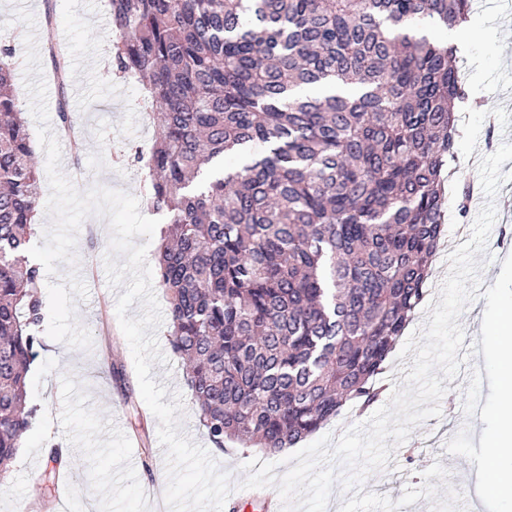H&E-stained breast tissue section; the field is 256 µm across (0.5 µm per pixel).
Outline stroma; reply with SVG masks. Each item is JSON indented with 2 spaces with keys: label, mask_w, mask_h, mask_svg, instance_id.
Wrapping results in <instances>:
<instances>
[{
  "label": "stroma",
  "mask_w": 512,
  "mask_h": 512,
  "mask_svg": "<svg viewBox=\"0 0 512 512\" xmlns=\"http://www.w3.org/2000/svg\"><path fill=\"white\" fill-rule=\"evenodd\" d=\"M35 18V36H42L45 15H53L58 39L69 56L70 84L59 91L48 55H41L47 87L49 126L58 130L59 109H66L82 131L79 150L61 141L60 170L70 175L81 166L86 178L79 190L113 182L121 191L141 196L144 170L134 160L136 146H150L154 123L139 107L138 82L116 80L110 57L100 54L106 43L111 18L107 0H0V46L12 47L16 69L13 83L18 104L27 115L30 136L38 125L29 114L25 87V26L16 20L19 10ZM477 22L460 29L459 59L465 68L468 101L461 109L463 137L454 146L457 174L462 181L479 184L469 163L492 154L495 146L512 143V0H481ZM494 203L497 219L491 229L498 242L488 248L489 260L480 273L482 287L494 284L503 260L512 255V242L500 233L512 230V188L501 186ZM111 230L107 218L88 216L76 240L77 265H93L95 275L87 279V299L77 302L76 317L92 336L90 349L70 347L43 337L42 346L28 375V398L38 415L22 449L26 461L11 468L10 479L0 488V512H58L55 492L47 491L40 475L48 462L51 446L68 451L74 496L89 502L91 512H150L147 490L166 486L165 448L158 440L159 422L143 402L129 345L122 334L115 309H103L99 285L107 279L105 256ZM165 357L153 364L157 384L182 400L181 428L194 442L208 446L199 425L191 395L184 384L185 365L172 351L167 324L156 331ZM123 367V381H115L110 365ZM489 383L483 357L461 365L456 379L447 384L445 397L453 412L442 413L415 427L402 445L392 452L386 469L371 474V491L399 499L406 486L420 485L422 474L433 463H448L445 443L462 427L480 438L481 420L466 423L461 411L469 404H485ZM221 471L232 485L246 477L245 462L256 458L276 465V475L287 467L285 453L268 454L257 448L212 450Z\"/></svg>",
  "instance_id": "stroma-1"
}]
</instances>
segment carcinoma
Masks as SVG:
<instances>
[{
	"label": "carcinoma",
	"instance_id": "carcinoma-1",
	"mask_svg": "<svg viewBox=\"0 0 512 512\" xmlns=\"http://www.w3.org/2000/svg\"><path fill=\"white\" fill-rule=\"evenodd\" d=\"M112 68L156 107L155 279L218 449L293 448L378 381L427 294L448 209L456 48L471 0H108ZM45 48L59 90L64 49ZM0 47V468L37 409L44 320L27 256L39 169ZM243 160L224 168V157ZM44 481L66 468L50 450Z\"/></svg>",
	"mask_w": 512,
	"mask_h": 512
}]
</instances>
